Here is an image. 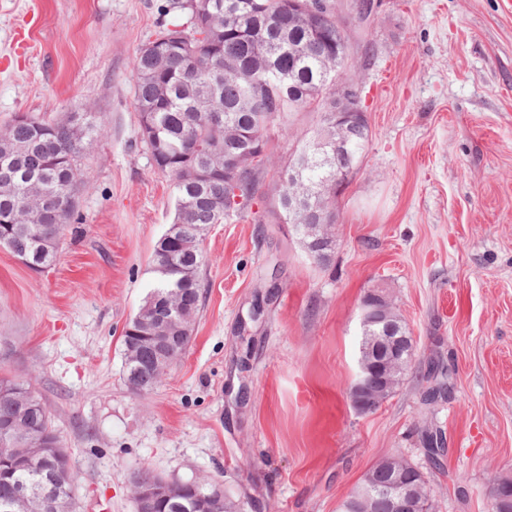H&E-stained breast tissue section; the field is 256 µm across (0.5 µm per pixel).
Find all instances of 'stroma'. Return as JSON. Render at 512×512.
I'll use <instances>...</instances> for the list:
<instances>
[{
	"label": "stroma",
	"instance_id": "obj_1",
	"mask_svg": "<svg viewBox=\"0 0 512 512\" xmlns=\"http://www.w3.org/2000/svg\"><path fill=\"white\" fill-rule=\"evenodd\" d=\"M166 0H0V127L91 105L106 129L63 249L39 272L0 248V376L29 382L71 453L74 512H134L132 478L221 481L242 512H337L401 455L433 512H489L512 476V0H375L351 28L371 135L315 263L271 200L211 225L192 338L149 394L122 376L123 331L157 275L169 178L139 139L131 61ZM318 117L270 128L271 193ZM385 286L414 339L403 384L348 397L360 302ZM450 370L431 402V363ZM445 435L441 465L422 440Z\"/></svg>",
	"mask_w": 512,
	"mask_h": 512
}]
</instances>
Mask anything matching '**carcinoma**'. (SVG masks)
Listing matches in <instances>:
<instances>
[{
  "instance_id": "cac0c4a2",
  "label": "carcinoma",
  "mask_w": 512,
  "mask_h": 512,
  "mask_svg": "<svg viewBox=\"0 0 512 512\" xmlns=\"http://www.w3.org/2000/svg\"><path fill=\"white\" fill-rule=\"evenodd\" d=\"M304 0H167L163 13L175 14L158 26L132 61L135 108L140 143L165 174L176 193L172 225L183 247L169 255L154 248L155 272L161 279L147 298L175 295L187 313L201 308L200 249L212 224L242 217L262 198L260 188L272 161L267 131L292 112L308 108L319 120L336 111L328 83H357L350 45L341 35L336 13L311 22L300 10ZM74 120L69 112L60 121L31 115L12 119L0 128L3 167L12 186L0 187V246L31 268L50 266L57 257L75 207L72 193L79 161L104 134L86 105ZM239 157L225 170V156ZM304 167L302 178L288 173ZM336 158L318 155L305 163L293 154L275 186V223H290L288 200L320 195L336 177ZM40 186L46 194L47 215L41 224L22 223L24 191ZM152 363L149 346L140 360L123 365L125 383L131 374ZM28 424L57 434L47 406L35 408ZM30 473L12 466L9 450L0 448V512L14 487ZM492 512H512V477Z\"/></svg>"
}]
</instances>
